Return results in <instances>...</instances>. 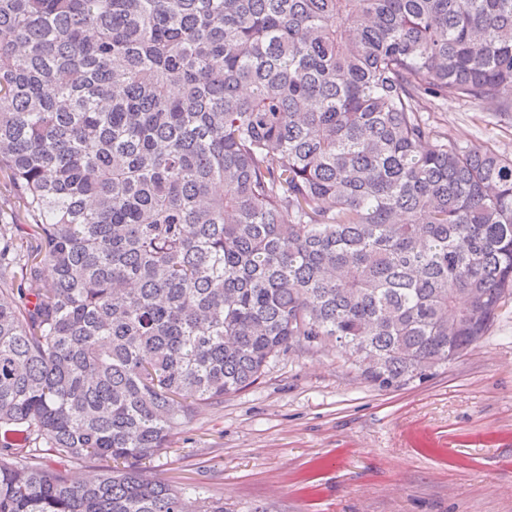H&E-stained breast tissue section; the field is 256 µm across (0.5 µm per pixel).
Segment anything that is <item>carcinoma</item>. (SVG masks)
Listing matches in <instances>:
<instances>
[{
	"mask_svg": "<svg viewBox=\"0 0 512 512\" xmlns=\"http://www.w3.org/2000/svg\"><path fill=\"white\" fill-rule=\"evenodd\" d=\"M511 87L512 0H0V512H224L153 472L199 407L327 340L386 388L479 343L512 157L422 102ZM43 463L49 469H66L73 480L86 477L93 470L94 463L83 461L61 462L57 457L48 452L42 454Z\"/></svg>",
	"mask_w": 512,
	"mask_h": 512,
	"instance_id": "carcinoma-1",
	"label": "carcinoma"
}]
</instances>
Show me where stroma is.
<instances>
[{"mask_svg":"<svg viewBox=\"0 0 512 512\" xmlns=\"http://www.w3.org/2000/svg\"><path fill=\"white\" fill-rule=\"evenodd\" d=\"M450 138L512 156V112L425 99ZM230 512H512V302L448 365L398 388L329 345L202 406L154 460Z\"/></svg>","mask_w":512,"mask_h":512,"instance_id":"obj_1","label":"stroma"}]
</instances>
